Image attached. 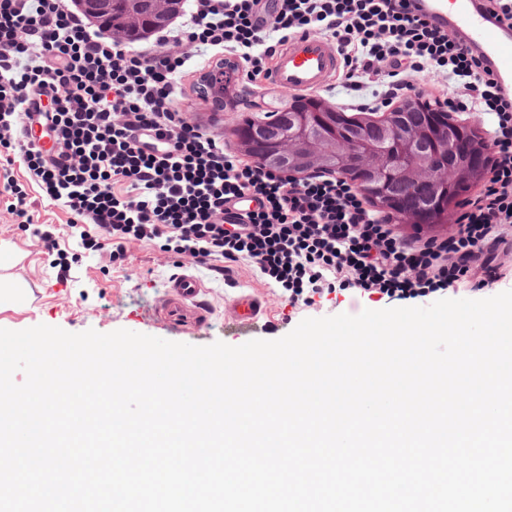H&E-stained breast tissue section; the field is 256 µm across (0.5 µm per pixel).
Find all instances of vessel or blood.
Segmentation results:
<instances>
[{
  "label": "vessel or blood",
  "instance_id": "obj_1",
  "mask_svg": "<svg viewBox=\"0 0 512 512\" xmlns=\"http://www.w3.org/2000/svg\"><path fill=\"white\" fill-rule=\"evenodd\" d=\"M412 9L434 25L453 31L485 67L499 79L503 91L512 92V28L482 12L476 0H414ZM340 59L322 37L306 34L288 40L278 49L270 79L278 87L293 92H313L326 87L340 72ZM186 271L173 274L166 284L172 332L184 333L176 319L185 307H199L201 281L191 274L197 266L186 259ZM260 301L249 294H238L227 304L226 318L238 328H247L259 319Z\"/></svg>",
  "mask_w": 512,
  "mask_h": 512
}]
</instances>
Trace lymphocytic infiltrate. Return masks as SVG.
Segmentation results:
<instances>
[{
	"label": "lymphocytic infiltrate",
	"mask_w": 512,
	"mask_h": 512,
	"mask_svg": "<svg viewBox=\"0 0 512 512\" xmlns=\"http://www.w3.org/2000/svg\"><path fill=\"white\" fill-rule=\"evenodd\" d=\"M314 31L335 40L350 90L381 63L389 99L435 69L456 89L452 107L493 116L492 175L456 234L402 239L345 179L296 180L244 162L175 108L188 60L179 45L237 58L255 78L280 43ZM18 159L85 248L115 262L147 240L159 242L164 267L248 261L294 309L336 291L381 300L475 291L512 273V99L409 0H193L186 24L140 51L92 29L71 0H0V193L14 223L54 252V233L35 226L13 176Z\"/></svg>",
	"instance_id": "f902f5d3"
}]
</instances>
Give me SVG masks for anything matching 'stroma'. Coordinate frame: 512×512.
Masks as SVG:
<instances>
[{
	"instance_id": "1",
	"label": "stroma",
	"mask_w": 512,
	"mask_h": 512,
	"mask_svg": "<svg viewBox=\"0 0 512 512\" xmlns=\"http://www.w3.org/2000/svg\"><path fill=\"white\" fill-rule=\"evenodd\" d=\"M203 72L199 66L182 78L177 105L201 130L221 136L226 151L242 155L233 133L236 125L243 117L286 107L290 94L268 79L247 77L241 68L229 111H219L200 92ZM13 175L29 190L35 222L54 225L63 258L58 261L48 256L33 237L12 226L5 211L6 199L0 195V282L10 289L9 294L0 296V328L23 330L46 324L71 333L127 329L170 339V332L145 319L172 274L171 269L158 266L156 243H128L126 260L110 262L108 253L81 247L79 237L72 235L68 226L69 213L45 197L22 163L14 164ZM193 273L206 288L203 342L207 345L217 341L243 344V337L224 327L225 301L239 291L265 302L260 326L252 332L253 338L261 340L282 338L306 318L356 315L372 306L366 298L341 292L325 296L315 308L292 311L247 261L227 264L221 271L197 266Z\"/></svg>"
}]
</instances>
